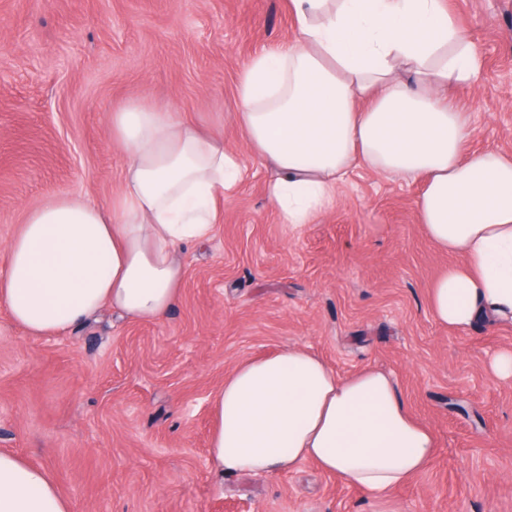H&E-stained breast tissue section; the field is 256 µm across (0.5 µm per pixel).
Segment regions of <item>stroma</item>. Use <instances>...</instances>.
<instances>
[{
	"instance_id": "35a3bbf8",
	"label": "stroma",
	"mask_w": 512,
	"mask_h": 512,
	"mask_svg": "<svg viewBox=\"0 0 512 512\" xmlns=\"http://www.w3.org/2000/svg\"><path fill=\"white\" fill-rule=\"evenodd\" d=\"M484 60L453 91L473 151L512 153V0H447ZM296 37L288 0H0V264L25 212L60 194L107 204L124 157L107 115L165 105L246 152L234 122L251 56ZM249 161L210 243L182 254L158 321L106 309L31 337L0 308V450L46 467L72 512H512V327L451 331L427 292L453 255L417 218L416 181L354 171L316 223L284 224ZM316 352L395 378L435 433L425 471L379 501L314 463L216 476L211 396L238 362Z\"/></svg>"
}]
</instances>
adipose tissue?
Wrapping results in <instances>:
<instances>
[{
  "label": "adipose tissue",
  "mask_w": 512,
  "mask_h": 512,
  "mask_svg": "<svg viewBox=\"0 0 512 512\" xmlns=\"http://www.w3.org/2000/svg\"><path fill=\"white\" fill-rule=\"evenodd\" d=\"M297 37L240 71L236 121L275 174L267 196L283 223L326 212L363 168L421 182L419 224L456 256L432 283L440 325L512 324V154L469 151V117L453 99L482 58L446 0H290ZM124 154L106 205L59 195L29 209L6 247L0 305L31 336L61 335L103 309L164 318L185 276L181 253L209 242L246 171L244 159L168 108L131 102L109 116ZM217 473L270 474L302 461L376 498L435 456L393 376L338 375L288 349L240 361L212 399ZM0 512H71L49 471L0 451Z\"/></svg>",
  "instance_id": "obj_1"
}]
</instances>
